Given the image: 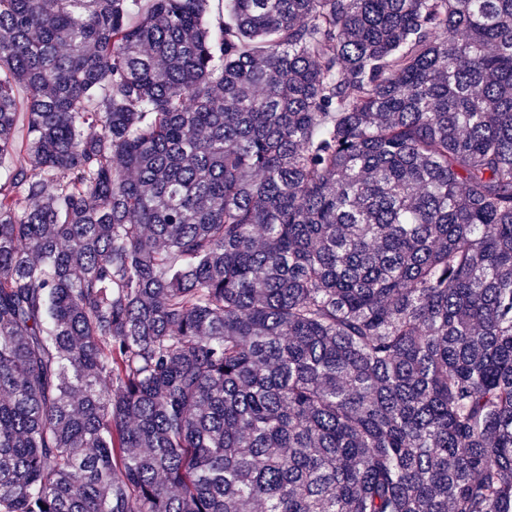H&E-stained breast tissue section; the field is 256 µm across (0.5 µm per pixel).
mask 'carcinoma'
<instances>
[{
    "instance_id": "1",
    "label": "carcinoma",
    "mask_w": 512,
    "mask_h": 512,
    "mask_svg": "<svg viewBox=\"0 0 512 512\" xmlns=\"http://www.w3.org/2000/svg\"><path fill=\"white\" fill-rule=\"evenodd\" d=\"M208 3L0 0V512H512V0Z\"/></svg>"
}]
</instances>
